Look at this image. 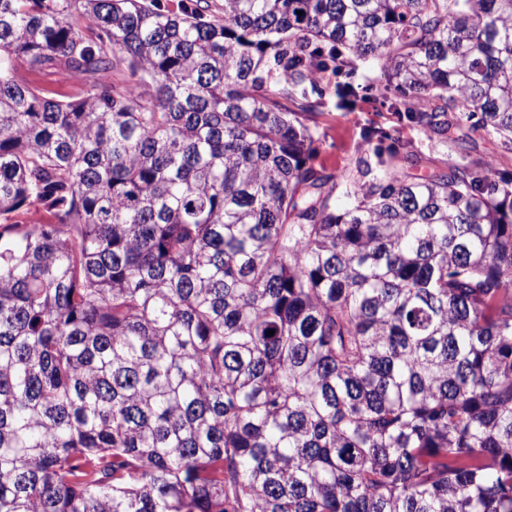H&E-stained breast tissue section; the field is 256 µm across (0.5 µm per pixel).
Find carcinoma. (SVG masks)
Masks as SVG:
<instances>
[{
	"instance_id": "cac0c4a2",
	"label": "carcinoma",
	"mask_w": 512,
	"mask_h": 512,
	"mask_svg": "<svg viewBox=\"0 0 512 512\" xmlns=\"http://www.w3.org/2000/svg\"><path fill=\"white\" fill-rule=\"evenodd\" d=\"M220 10L0 0V512H512V176L300 119L511 152L512 0ZM18 80L36 87L47 98L67 101L76 93L78 87L75 79L63 68H46L40 72L21 68L18 71ZM325 100L324 106L301 118L317 140L313 163L318 169L333 173L355 171L361 155V134L364 128L374 125L407 143L422 157L417 166L400 163L409 175L418 174L424 165L446 173L465 153L491 165L500 175L512 174V153L501 150L493 136L471 134L473 148H468L461 141L454 142L416 126L407 120L404 112H396L388 105L358 100L355 105L336 106L333 80L326 90Z\"/></svg>"
}]
</instances>
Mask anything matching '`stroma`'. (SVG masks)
<instances>
[{
  "mask_svg": "<svg viewBox=\"0 0 512 512\" xmlns=\"http://www.w3.org/2000/svg\"><path fill=\"white\" fill-rule=\"evenodd\" d=\"M19 81L36 87L47 98L66 101L76 92L74 78L63 68H46L35 72L19 69ZM302 121L314 134L317 152L313 163L317 168L339 173L355 170L362 146L364 128H383L393 138L407 143L421 156L422 165L447 172L450 165L468 155L491 165L499 174H512V153L501 150L497 140L477 133L472 144L455 142L409 122L404 113L367 101L340 106L334 92H327L326 103L318 110L304 114Z\"/></svg>",
  "mask_w": 512,
  "mask_h": 512,
  "instance_id": "35a3bbf8",
  "label": "stroma"
}]
</instances>
